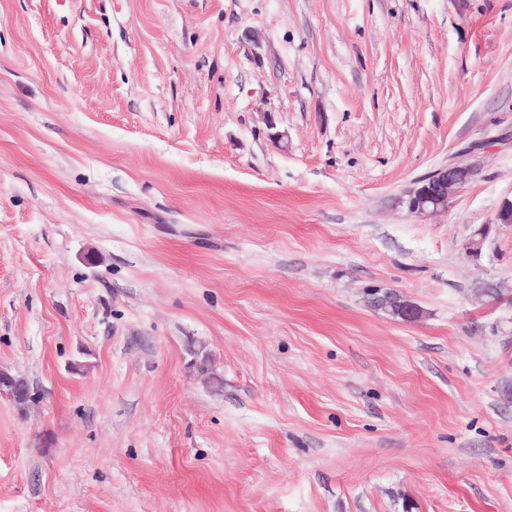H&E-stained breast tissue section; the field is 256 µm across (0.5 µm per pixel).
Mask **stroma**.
<instances>
[{
	"label": "stroma",
	"mask_w": 512,
	"mask_h": 512,
	"mask_svg": "<svg viewBox=\"0 0 512 512\" xmlns=\"http://www.w3.org/2000/svg\"><path fill=\"white\" fill-rule=\"evenodd\" d=\"M506 199L512 0H0V512H512ZM474 170L465 164H451L434 171L423 179V184L409 189L403 198V204L409 213L416 216H428L448 207L449 199L466 185ZM376 295L374 303L378 307L383 308L389 315L405 319H414L419 314V310L414 305H404L400 297L392 292H385L382 295Z\"/></svg>",
	"instance_id": "35a3bbf8"
}]
</instances>
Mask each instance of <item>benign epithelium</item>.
Wrapping results in <instances>:
<instances>
[{
  "instance_id": "7a95c632",
  "label": "benign epithelium",
  "mask_w": 512,
  "mask_h": 512,
  "mask_svg": "<svg viewBox=\"0 0 512 512\" xmlns=\"http://www.w3.org/2000/svg\"><path fill=\"white\" fill-rule=\"evenodd\" d=\"M474 170L465 164H451L434 171L425 178L421 186L409 189L403 198V204L409 213L416 216H428L448 207L449 199L466 185ZM374 303L392 316L414 319L419 310L412 304H403L400 297L385 292L374 298Z\"/></svg>"
}]
</instances>
